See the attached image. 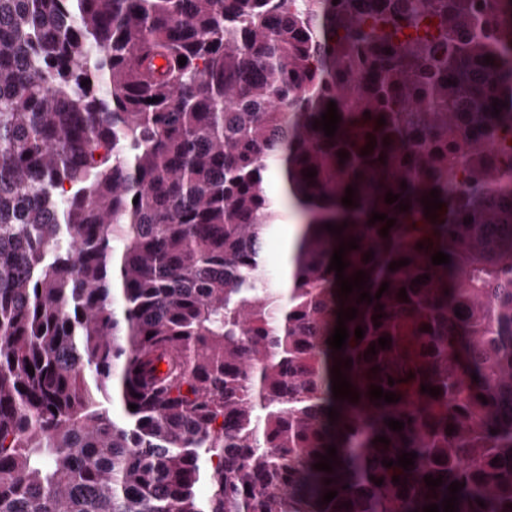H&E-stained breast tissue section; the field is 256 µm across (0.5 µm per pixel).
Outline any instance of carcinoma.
<instances>
[{
	"label": "carcinoma",
	"instance_id": "carcinoma-1",
	"mask_svg": "<svg viewBox=\"0 0 512 512\" xmlns=\"http://www.w3.org/2000/svg\"><path fill=\"white\" fill-rule=\"evenodd\" d=\"M500 2L488 30L478 0H0V512H423L454 481L459 512H512ZM278 169L305 217L286 288ZM353 238L344 276L389 283L370 303L328 269ZM347 359L356 402L332 393ZM294 219L282 221L267 237L264 246V258L266 266L279 273V280L282 282L286 279L287 265V241L288 253H293L296 239L297 229H295L288 238V233L297 225Z\"/></svg>",
	"mask_w": 512,
	"mask_h": 512
}]
</instances>
